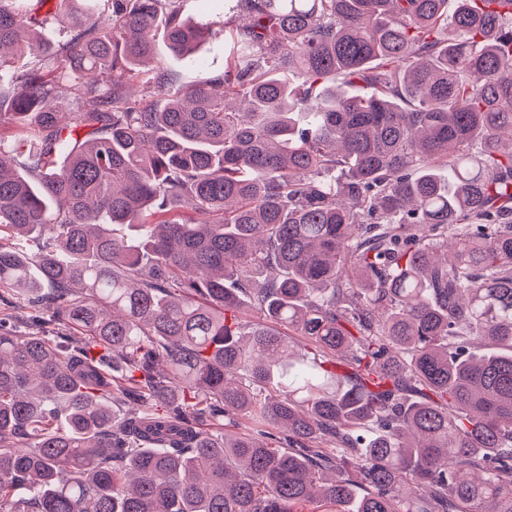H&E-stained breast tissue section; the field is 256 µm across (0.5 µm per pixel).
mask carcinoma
Returning a JSON list of instances; mask_svg holds the SVG:
<instances>
[{"mask_svg":"<svg viewBox=\"0 0 512 512\" xmlns=\"http://www.w3.org/2000/svg\"><path fill=\"white\" fill-rule=\"evenodd\" d=\"M57 2L0 0V512H512V10L224 0L182 87L179 0ZM204 0H182L180 6L185 17L198 19L207 16L213 20L214 34L190 57L171 56L162 42L157 57L177 76L183 86L195 84L205 77L224 73V0L222 6L206 11ZM206 12V13H205Z\"/></svg>","mask_w":512,"mask_h":512,"instance_id":"carcinoma-1","label":"carcinoma"}]
</instances>
